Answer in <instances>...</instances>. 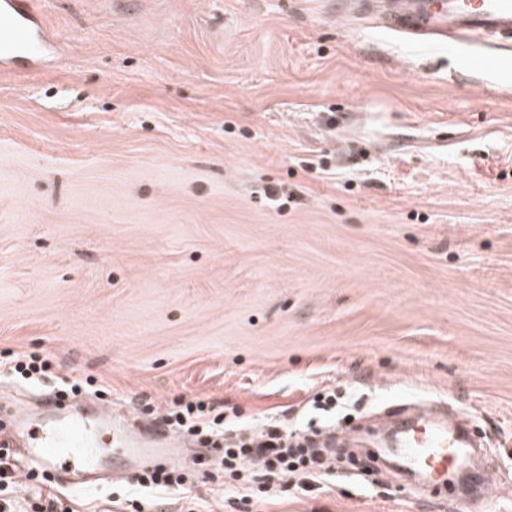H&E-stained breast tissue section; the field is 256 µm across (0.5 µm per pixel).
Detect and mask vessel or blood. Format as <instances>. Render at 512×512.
<instances>
[{"mask_svg": "<svg viewBox=\"0 0 512 512\" xmlns=\"http://www.w3.org/2000/svg\"><path fill=\"white\" fill-rule=\"evenodd\" d=\"M384 14L390 28L412 35L455 42L512 35V0H385ZM59 54L38 0H0L1 71L23 60L40 67ZM107 432L114 441L110 448L102 442ZM18 434L25 439L20 450L25 462L57 473L70 485L111 478L131 461L153 465L169 458L175 444L174 437L162 429L149 438L131 433L126 417L114 416L108 406L98 407L91 418L62 411L36 417L16 413L13 430L0 436V445L12 446ZM470 446L466 431L449 427L447 421L418 423L405 417L388 450L419 475L425 490L446 483Z\"/></svg>", "mask_w": 512, "mask_h": 512, "instance_id": "b4317fda", "label": "vessel or blood"}]
</instances>
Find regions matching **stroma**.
<instances>
[{
	"label": "stroma",
	"instance_id": "stroma-1",
	"mask_svg": "<svg viewBox=\"0 0 512 512\" xmlns=\"http://www.w3.org/2000/svg\"><path fill=\"white\" fill-rule=\"evenodd\" d=\"M59 62L0 74V366L51 354L115 412L204 400L231 432L340 427L308 491L257 502L223 447L177 448L75 512H512V58L413 41L340 0H41ZM91 414L93 394L0 376ZM444 404L486 445L456 504L370 427ZM137 483L144 488L182 486L185 484V475L178 467L158 466L140 471Z\"/></svg>",
	"mask_w": 512,
	"mask_h": 512
}]
</instances>
